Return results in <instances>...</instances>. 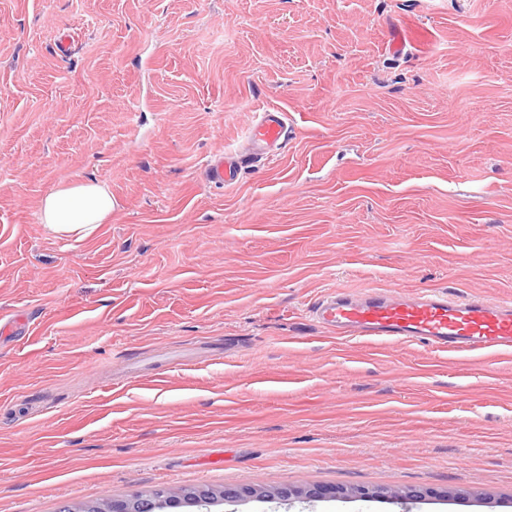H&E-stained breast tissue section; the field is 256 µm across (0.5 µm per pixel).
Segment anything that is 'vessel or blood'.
I'll return each mask as SVG.
<instances>
[{
    "label": "vessel or blood",
    "instance_id": "vessel-or-blood-1",
    "mask_svg": "<svg viewBox=\"0 0 512 512\" xmlns=\"http://www.w3.org/2000/svg\"><path fill=\"white\" fill-rule=\"evenodd\" d=\"M288 117L276 108L259 112L244 133L253 157L272 161L285 145ZM249 157L233 150L205 166L208 182L231 184ZM321 323L342 336H377L424 342L443 349L508 351L512 349V303L479 297L453 299L437 291H385L375 287L358 294H325L311 309Z\"/></svg>",
    "mask_w": 512,
    "mask_h": 512
}]
</instances>
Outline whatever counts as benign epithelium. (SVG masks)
Returning a JSON list of instances; mask_svg holds the SVG:
<instances>
[{"instance_id":"obj_1","label":"benign epithelium","mask_w":512,"mask_h":512,"mask_svg":"<svg viewBox=\"0 0 512 512\" xmlns=\"http://www.w3.org/2000/svg\"><path fill=\"white\" fill-rule=\"evenodd\" d=\"M441 495L447 497H463L465 493L457 491H433L423 488H383L357 486L350 488L336 486H314L310 488L286 487L268 488L261 484H249L236 488L210 489L193 491H182L175 495L166 488H159L145 498L140 494L116 500L102 499L87 507L79 509V512H159L166 507L178 506L184 502L194 503L198 506L213 505L223 501H245L249 499H272L284 500L294 499H330L344 498L361 501L379 499L395 500H422L426 497Z\"/></svg>"}]
</instances>
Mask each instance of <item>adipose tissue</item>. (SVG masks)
I'll list each match as a JSON object with an SVG mask.
<instances>
[{
    "label": "adipose tissue",
    "mask_w": 512,
    "mask_h": 512,
    "mask_svg": "<svg viewBox=\"0 0 512 512\" xmlns=\"http://www.w3.org/2000/svg\"><path fill=\"white\" fill-rule=\"evenodd\" d=\"M111 190L97 182H77L48 191L42 198L39 219L53 236L90 237L111 215Z\"/></svg>",
    "instance_id": "adipose-tissue-1"
}]
</instances>
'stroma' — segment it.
<instances>
[{
    "label": "stroma",
    "mask_w": 512,
    "mask_h": 512,
    "mask_svg": "<svg viewBox=\"0 0 512 512\" xmlns=\"http://www.w3.org/2000/svg\"><path fill=\"white\" fill-rule=\"evenodd\" d=\"M266 106L285 152L207 182ZM93 179L110 220L49 235L45 192ZM367 287L512 302V0H0V512H512V352L312 318ZM435 496H454L464 497L465 493L461 491L448 492L433 491L423 488H383L357 486L350 488L336 486H314L310 488L286 487V488H268L261 484H249L236 488L210 489L193 491H181L174 495L166 488H158L152 494L144 498L142 494H132V496L116 500L102 499L89 507L79 510L68 509L69 512H141L156 511L166 507H174L182 503H195L198 506L213 505L223 501H245L249 499H272L279 498L284 500L294 499H330L344 498L361 501H371L379 499L395 500H422L426 497ZM184 502H182V501Z\"/></svg>",
    "instance_id": "stroma-1"
}]
</instances>
